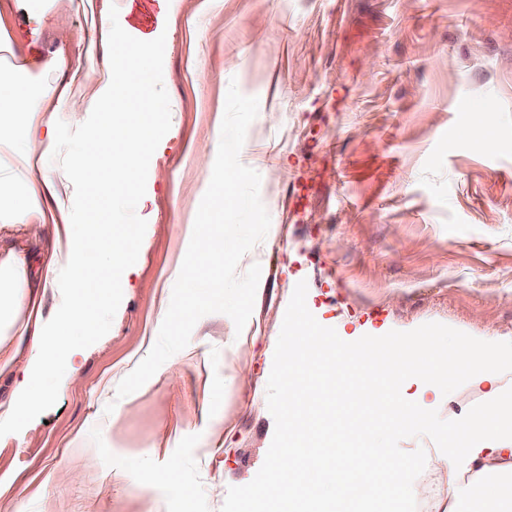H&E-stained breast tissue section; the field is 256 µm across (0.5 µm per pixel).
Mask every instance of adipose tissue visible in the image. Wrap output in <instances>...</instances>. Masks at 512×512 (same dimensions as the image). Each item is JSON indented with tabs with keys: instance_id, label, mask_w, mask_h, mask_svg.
Instances as JSON below:
<instances>
[{
	"instance_id": "obj_1",
	"label": "adipose tissue",
	"mask_w": 512,
	"mask_h": 512,
	"mask_svg": "<svg viewBox=\"0 0 512 512\" xmlns=\"http://www.w3.org/2000/svg\"><path fill=\"white\" fill-rule=\"evenodd\" d=\"M92 2H80L87 23L84 53L91 58L105 47L109 62L85 85L71 79L40 85L42 70L69 69L61 52L40 67L0 66V146L14 147L22 182L21 192L0 212V329L15 334L10 341L0 337V372L15 364L21 349L29 351L12 400L0 405V431L22 426L51 395L50 387L37 383L46 361H63L67 381L76 380L73 334L80 328L93 337L95 318L112 286L119 284L121 266L134 253L132 240L115 242L111 273L101 275L96 248L78 236L71 221L75 190H82L86 215L95 223L104 191L138 193L139 178L171 110L155 93L159 46L115 36L105 20L96 18ZM20 113L28 114L27 122H15ZM90 113L97 117L92 125L84 121ZM64 120L77 132L69 146L58 133ZM115 144L128 147L121 164L109 170L98 166L103 149ZM47 230L52 243L36 259L16 240L20 234L31 238ZM64 270L69 276L63 280L59 274ZM62 287L68 290L64 303L45 313L46 294ZM468 344L476 366L471 378L489 384L490 399L461 426L467 435V470L459 471L449 452L432 459L437 480L448 488L447 512H462L463 484L484 488L512 483V360L488 355V337H469Z\"/></svg>"
}]
</instances>
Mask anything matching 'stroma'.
<instances>
[{
    "label": "stroma",
    "mask_w": 512,
    "mask_h": 512,
    "mask_svg": "<svg viewBox=\"0 0 512 512\" xmlns=\"http://www.w3.org/2000/svg\"><path fill=\"white\" fill-rule=\"evenodd\" d=\"M95 0L113 32L162 48L156 92L174 104L135 198L77 233L131 235L136 250L78 338V382L0 433V512H220L272 441L266 388L299 281L317 321L353 342L438 322L512 353V0ZM0 63L65 52L81 72L74 0H0ZM259 99L240 152L261 176L266 237L243 332L214 313L138 391L119 382L153 347L184 259L175 217L206 191L214 119L229 85ZM407 395L461 418L484 389ZM113 412H106L107 401Z\"/></svg>",
    "instance_id": "1"
}]
</instances>
